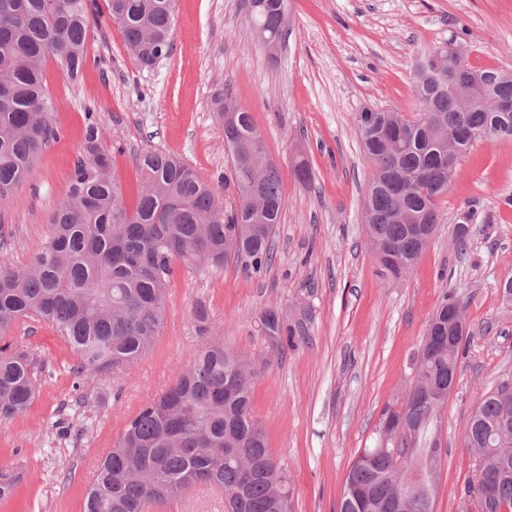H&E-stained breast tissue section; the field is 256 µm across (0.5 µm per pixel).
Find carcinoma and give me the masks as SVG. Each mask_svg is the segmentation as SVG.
I'll return each mask as SVG.
<instances>
[{
    "label": "carcinoma",
    "instance_id": "1",
    "mask_svg": "<svg viewBox=\"0 0 512 512\" xmlns=\"http://www.w3.org/2000/svg\"><path fill=\"white\" fill-rule=\"evenodd\" d=\"M109 17L123 32L140 66L169 52L175 0H108ZM250 17L283 34L286 0H266ZM87 0H0V207L57 138L45 70L53 60L76 80L89 60ZM418 53L412 72L417 114L358 113L356 128L372 173L365 198L368 245L384 272L403 278L428 248L441 221L437 199L448 191L462 155L479 140L512 139V118L495 112L512 101V71L477 68L468 54L448 52L446 68ZM231 156L237 202L224 209L214 187L167 152L135 159L139 184L127 205L112 170L100 127L89 120L65 197L49 218L45 238L23 268L0 264V340L27 319L50 326L77 358V378L129 368L163 330L167 284L174 262L219 268L234 259L248 275L273 259L285 199L278 168L252 113L225 92L213 97ZM470 215L455 227L457 251L467 250ZM465 315L458 299L443 296L429 318L415 356L413 383L402 403L386 407L378 429L414 426L408 449L395 438L363 448L347 472L338 512H434L442 454L439 419L466 332L448 345V327ZM258 332L283 350L302 336L275 306L258 315ZM41 365L32 353L0 347V424L30 408ZM257 372L221 342L195 351L180 378L149 399L127 421L95 465L84 512H148L192 488L224 493L225 512H291L292 487L252 411ZM512 386L479 399L464 428V444L479 464L466 494L477 512H512ZM421 471L427 488L408 481ZM22 475L0 470V500L15 495Z\"/></svg>",
    "mask_w": 512,
    "mask_h": 512
}]
</instances>
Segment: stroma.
Returning <instances> with one entry per match:
<instances>
[{"label": "stroma", "instance_id": "obj_1", "mask_svg": "<svg viewBox=\"0 0 512 512\" xmlns=\"http://www.w3.org/2000/svg\"><path fill=\"white\" fill-rule=\"evenodd\" d=\"M90 63L75 81L55 63L45 76L57 140L0 209V263L24 266L63 201L87 115L102 127L125 196L135 154L158 149L215 184L225 206L236 190L231 158L210 106L227 89L249 109L277 163L285 197L272 263L245 275L235 264H176L170 305L153 349L131 369L76 383V358L46 324L10 339L45 368L27 413L0 424V468L26 473L0 512H83L94 464L146 400L183 372L201 336L192 309L204 304L207 334L254 363L253 413L293 487L292 512H337L358 451L372 447L382 410L406 392L425 325L443 292L465 306L473 334L463 348L440 429L442 471L434 512H476L463 493L476 455L462 433L477 401L512 384V140L477 141L463 155L442 220L418 264L384 279L367 246L363 201L371 165L357 135L364 109L413 114L412 63L421 48L458 40L476 67L512 70V0H288L283 48L269 55L250 32L243 0H176L172 47L139 68L107 0H87ZM312 172L294 175L297 159ZM474 213L466 256L454 232ZM275 305L301 324L288 351L257 331Z\"/></svg>", "mask_w": 512, "mask_h": 512}]
</instances>
